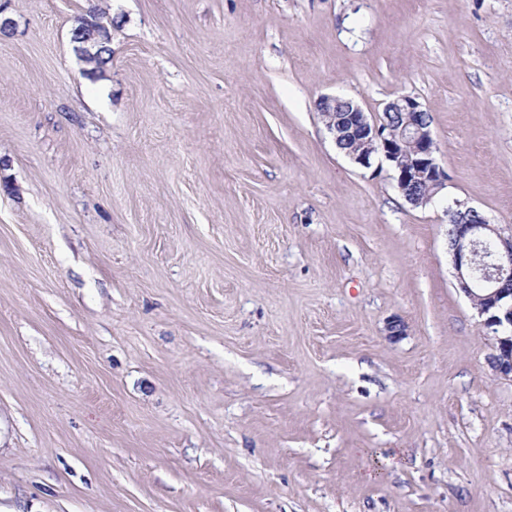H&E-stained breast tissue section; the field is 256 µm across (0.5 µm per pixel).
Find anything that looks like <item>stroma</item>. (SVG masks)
<instances>
[{
	"instance_id": "35a3bbf8",
	"label": "stroma",
	"mask_w": 512,
	"mask_h": 512,
	"mask_svg": "<svg viewBox=\"0 0 512 512\" xmlns=\"http://www.w3.org/2000/svg\"><path fill=\"white\" fill-rule=\"evenodd\" d=\"M0 16V512H512V380L447 215L512 232V0ZM323 95L414 97L435 200L346 157ZM87 19L81 23L82 26L75 30L78 34L76 41L81 44L78 48L81 58L86 63H92L97 58H102L103 53L107 50V43L109 42V33L106 23L100 22L98 26H90L86 31ZM84 25V26H83ZM95 48V51H93Z\"/></svg>"
}]
</instances>
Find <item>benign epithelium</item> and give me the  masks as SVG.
<instances>
[{"label": "benign epithelium", "mask_w": 512, "mask_h": 512, "mask_svg": "<svg viewBox=\"0 0 512 512\" xmlns=\"http://www.w3.org/2000/svg\"><path fill=\"white\" fill-rule=\"evenodd\" d=\"M75 33L85 62L103 57L109 42L106 23L82 25ZM317 108L325 114L336 146L350 138L356 142V149L345 151L351 160L368 166L371 158L381 155L389 162L411 205L431 203L446 185L448 176L435 157L430 119L415 98L396 97L377 119L343 97L322 96ZM448 223L457 287L494 334L493 369L512 378V234H504L472 207L448 211Z\"/></svg>", "instance_id": "7a95c632"}]
</instances>
